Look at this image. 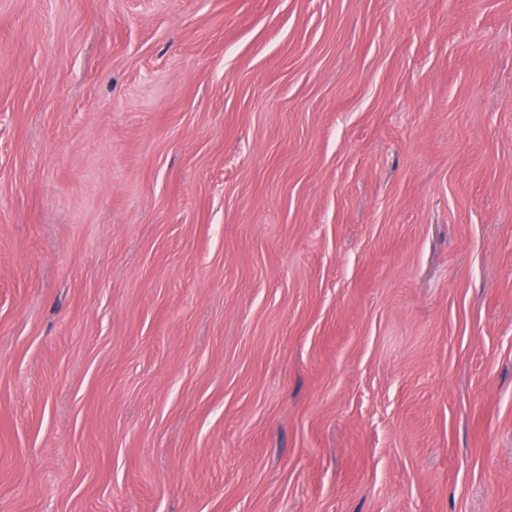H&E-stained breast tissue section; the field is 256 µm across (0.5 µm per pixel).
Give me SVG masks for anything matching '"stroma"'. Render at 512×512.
<instances>
[{"instance_id":"stroma-1","label":"stroma","mask_w":512,"mask_h":512,"mask_svg":"<svg viewBox=\"0 0 512 512\" xmlns=\"http://www.w3.org/2000/svg\"><path fill=\"white\" fill-rule=\"evenodd\" d=\"M0 512H512V0H0Z\"/></svg>"}]
</instances>
